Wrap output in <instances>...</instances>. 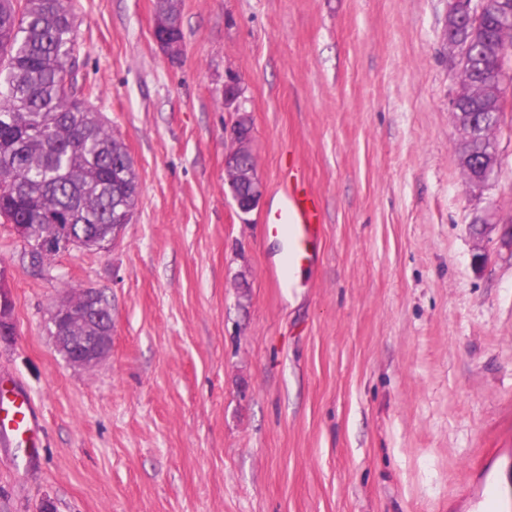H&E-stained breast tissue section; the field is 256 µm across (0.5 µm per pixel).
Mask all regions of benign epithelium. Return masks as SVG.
<instances>
[{
  "label": "benign epithelium",
  "instance_id": "7a95c632",
  "mask_svg": "<svg viewBox=\"0 0 512 512\" xmlns=\"http://www.w3.org/2000/svg\"><path fill=\"white\" fill-rule=\"evenodd\" d=\"M487 0H448V30L452 31L464 22L477 23L486 10ZM157 44L171 60L179 59L184 51L183 42L159 39ZM236 81L224 86V109L237 113L228 131L229 148L224 156V175L228 184L237 183L247 190V196L235 201L238 210L247 214L256 209L262 199L264 186L256 169L246 164L250 155L251 129L248 115L242 113ZM464 161L474 164L482 174L473 179V190L486 188L493 178L492 165L483 157L472 153ZM86 236L44 237L31 247L32 262L39 264L46 257L73 246H82ZM51 324L54 327L57 350L72 365L92 368L103 360L112 349V312L109 305L91 289L71 295L54 309Z\"/></svg>",
  "mask_w": 512,
  "mask_h": 512
}]
</instances>
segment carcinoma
<instances>
[{"mask_svg":"<svg viewBox=\"0 0 512 512\" xmlns=\"http://www.w3.org/2000/svg\"><path fill=\"white\" fill-rule=\"evenodd\" d=\"M499 5L478 32L456 31L470 43L456 64L470 89L457 111L473 123L474 150L486 155L496 149L506 102L489 101L484 88L512 81L496 51L512 45V0ZM157 9L171 23L168 34L183 38L177 0H157ZM76 45L65 0H0V223L32 224L38 235L71 224L106 238L135 213L138 178L124 142L90 107L78 108L86 92L73 76Z\"/></svg>","mask_w":512,"mask_h":512,"instance_id":"1","label":"carcinoma"}]
</instances>
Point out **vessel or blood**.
Masks as SVG:
<instances>
[{
    "mask_svg": "<svg viewBox=\"0 0 512 512\" xmlns=\"http://www.w3.org/2000/svg\"><path fill=\"white\" fill-rule=\"evenodd\" d=\"M279 193L280 204L267 213L264 225L268 234L285 243L277 285L288 289L296 286L299 272L318 260L314 246L323 226V214L317 196L304 182L285 180ZM11 393V406L0 415V435L8 433L36 446L39 420L34 405L21 387H12Z\"/></svg>",
    "mask_w": 512,
    "mask_h": 512,
    "instance_id": "b4317fda",
    "label": "vessel or blood"
}]
</instances>
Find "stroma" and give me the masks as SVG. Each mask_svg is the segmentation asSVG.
<instances>
[{
  "label": "stroma",
  "instance_id": "1",
  "mask_svg": "<svg viewBox=\"0 0 512 512\" xmlns=\"http://www.w3.org/2000/svg\"><path fill=\"white\" fill-rule=\"evenodd\" d=\"M75 75L128 148L135 216L105 251L33 267L0 224V374L40 446L0 439V512H512V112L474 192L448 109V0H71ZM238 77L265 190L224 180ZM300 164L325 218L275 288L263 219ZM99 291L112 350L57 351L50 315Z\"/></svg>",
  "mask_w": 512,
  "mask_h": 512
}]
</instances>
